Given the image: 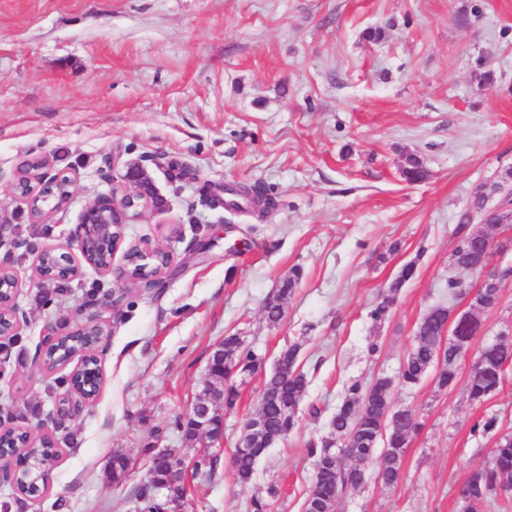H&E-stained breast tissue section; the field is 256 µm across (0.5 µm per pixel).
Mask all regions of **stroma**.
<instances>
[{
	"label": "stroma",
	"mask_w": 512,
	"mask_h": 512,
	"mask_svg": "<svg viewBox=\"0 0 512 512\" xmlns=\"http://www.w3.org/2000/svg\"><path fill=\"white\" fill-rule=\"evenodd\" d=\"M370 27L378 41L364 39ZM480 58L493 87L474 78ZM410 154L428 171L418 184L401 174ZM34 155L76 180L68 206L36 222L11 190ZM131 164L166 205L127 224L125 243L170 250L173 268L156 287L127 288L119 251L111 271L84 265L32 284L39 250L68 246L85 207ZM491 182L512 190V0H0V216L15 227L22 283L19 334L0 339V413L58 450L37 500L0 481V507L140 512L149 449L196 459L176 422L208 379L213 347L235 334L262 363L225 410L217 463L199 469L182 512H249L254 494L271 512H301L314 479L306 449L327 436L344 385L397 377L421 317L449 301V277L481 286L450 264L462 215L495 243L491 269L508 272L471 348L512 330V225L483 223L503 197L477 194ZM224 184L262 185L276 207L265 217L211 207L206 187ZM411 261L416 277L374 323L372 305ZM296 267L286 314L269 324L264 302ZM113 289L119 302L102 304ZM89 303L111 331L96 352L102 384L62 421L71 368L35 358L47 327ZM293 342L309 379L299 426L241 490L231 464L241 426ZM469 376L462 362L448 389L431 375L394 389V407L422 424L403 476L383 487L369 462L336 512H459V488L490 464L497 437L472 435L474 420L496 414L498 435L512 433V369L480 405ZM118 449L135 460L120 485Z\"/></svg>",
	"instance_id": "stroma-1"
}]
</instances>
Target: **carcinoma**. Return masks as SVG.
<instances>
[{
  "instance_id": "1",
  "label": "carcinoma",
  "mask_w": 512,
  "mask_h": 512,
  "mask_svg": "<svg viewBox=\"0 0 512 512\" xmlns=\"http://www.w3.org/2000/svg\"><path fill=\"white\" fill-rule=\"evenodd\" d=\"M427 171L415 155L406 158L402 176L409 183L425 179ZM469 218H462L458 227L460 238L451 255V265L457 270L471 268L484 262L491 254L485 252V243L480 233L467 230ZM415 262L403 266L397 277L379 296L369 312L370 318L378 323L384 320L394 306L402 288L414 277ZM301 278V270H292L282 286L275 291L271 303L266 305L265 318L272 324L281 321V312L286 309L293 296L294 286ZM499 277L491 272L488 280L471 292L457 278H448V292L453 297H471L475 310H490L499 301ZM14 286V277L5 271L0 273V300L3 314L9 313V299ZM105 332L99 325L89 336H64L53 350L46 352L44 362L52 369L76 353L89 350V344L98 341ZM475 331L452 318V309L437 306L429 310L419 321L415 331L413 348L408 352L397 376L393 381L379 377L369 385L354 381L345 386L336 412L329 422L328 436L321 439V447L307 449V455L314 465V481L310 494L303 503L304 512H336V503L345 494L361 488L366 483V472L361 464L373 457L377 448H382L377 479L386 487L399 482L403 472L410 438L417 433L421 424L411 412L404 415L405 421L392 420L395 410L392 392L396 385L415 386L436 370V383L440 388L455 385L458 362L452 341L472 340ZM224 382H206L202 394L208 397L210 390L224 392L223 408H231L239 397V385L244 377L257 366L258 357L244 347L240 337H224ZM300 344L291 343L277 355L273 369L266 379L258 411L251 419L261 421L262 427L240 434L232 455L236 481L242 488L251 484L255 475L258 458L278 443L298 423V408L309 384L307 374L299 362ZM488 368L481 374H472L467 383L468 397L473 403H483L502 386V366L512 364V339L502 340L485 351ZM97 360H89L75 374L74 381H80L87 374L90 387L87 391L98 393L99 380ZM23 449L19 461L24 463L23 481L17 490L22 494L39 492L34 485L36 471L43 459L54 450L52 441L26 429L8 428L0 433V453L12 456L15 449ZM134 463L128 454L117 451L112 455V482L121 483L127 478ZM169 481V468L165 460L154 453L147 467V484L141 488L139 497L145 499L147 512H158L161 504L152 499L153 487ZM512 487V434L501 436L493 449L492 463L475 469L460 491L461 512H481L497 498L498 491Z\"/></svg>"
}]
</instances>
